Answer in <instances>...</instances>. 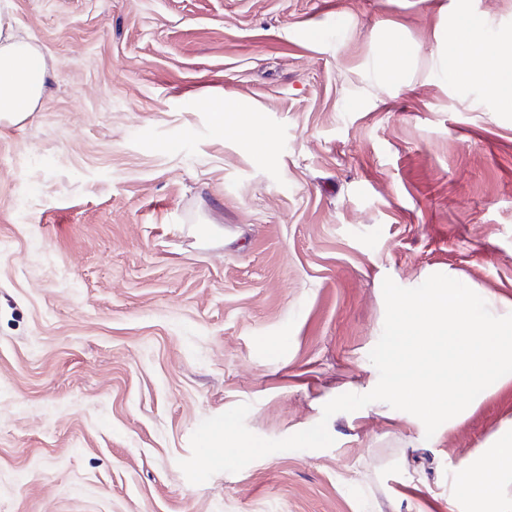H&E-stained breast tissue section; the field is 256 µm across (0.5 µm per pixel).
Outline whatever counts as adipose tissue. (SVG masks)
I'll use <instances>...</instances> for the list:
<instances>
[{
  "label": "adipose tissue",
  "mask_w": 512,
  "mask_h": 512,
  "mask_svg": "<svg viewBox=\"0 0 512 512\" xmlns=\"http://www.w3.org/2000/svg\"><path fill=\"white\" fill-rule=\"evenodd\" d=\"M458 29L463 49L482 53L479 77L498 99L511 104L512 68L505 67L500 53L486 45L481 18L461 15ZM47 71L46 58L35 40L18 34L9 0H0V121L12 122L35 111ZM490 462L512 477V425L497 432L485 452L461 470L448 500L450 512H456L462 502L472 503L477 512H512V500L502 497L484 477Z\"/></svg>",
  "instance_id": "ef3b65f1"
}]
</instances>
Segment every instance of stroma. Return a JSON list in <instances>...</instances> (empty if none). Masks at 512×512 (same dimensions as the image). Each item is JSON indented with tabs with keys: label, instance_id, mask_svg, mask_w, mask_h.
<instances>
[{
	"label": "stroma",
	"instance_id": "stroma-1",
	"mask_svg": "<svg viewBox=\"0 0 512 512\" xmlns=\"http://www.w3.org/2000/svg\"><path fill=\"white\" fill-rule=\"evenodd\" d=\"M11 3L50 75L0 121V512H448L512 381L430 438L323 407L378 382L384 278L512 301V106L454 66L463 12L512 53V0ZM241 403L334 443L189 483ZM384 58L387 72L393 77H399L401 75L403 50L402 35L398 29H391L387 34Z\"/></svg>",
	"mask_w": 512,
	"mask_h": 512
}]
</instances>
